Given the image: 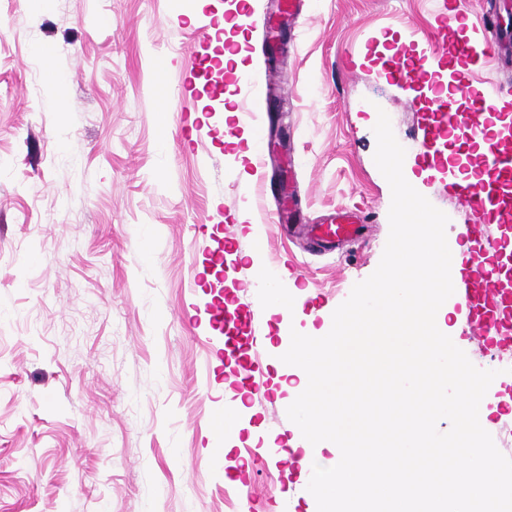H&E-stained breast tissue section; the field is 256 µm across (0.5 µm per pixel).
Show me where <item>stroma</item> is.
Instances as JSON below:
<instances>
[{
	"label": "stroma",
	"instance_id": "obj_1",
	"mask_svg": "<svg viewBox=\"0 0 512 512\" xmlns=\"http://www.w3.org/2000/svg\"><path fill=\"white\" fill-rule=\"evenodd\" d=\"M234 5L181 0L175 16L169 0H0V512H313L287 457L295 395L279 385L289 346L280 326H331L380 263L391 189L374 162L379 112L406 150V180L448 215L449 243L468 241L447 185L418 179L417 110L371 63L436 17L454 20L451 0H301L275 48L261 27L243 34L246 67H269L276 83L267 173L293 181L290 201L267 205L312 221L348 207L368 220L332 252L289 239L284 225L252 248L257 181L240 176L251 130L195 150L176 121L185 111L220 128L225 110L253 99L222 68V47L195 38ZM198 232L235 235L238 258L219 289L261 326L260 390L230 381L203 338L210 294L187 290L205 261ZM270 276L288 288L289 315L257 296ZM446 323L477 368L497 373L500 403L483 427L512 458V347L469 335L461 307ZM239 391L246 421L228 432L220 462L216 422L236 412ZM272 437L281 451L238 468L240 449Z\"/></svg>",
	"mask_w": 512,
	"mask_h": 512
}]
</instances>
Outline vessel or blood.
Returning <instances> with one entry per match:
<instances>
[{
	"label": "vessel or blood",
	"instance_id": "b4317fda",
	"mask_svg": "<svg viewBox=\"0 0 512 512\" xmlns=\"http://www.w3.org/2000/svg\"><path fill=\"white\" fill-rule=\"evenodd\" d=\"M498 49L487 26L460 24L453 35L432 30L410 35L397 49L398 59L383 70L386 81L403 94L424 96L429 109L421 113L416 160L427 180L447 176L449 141L469 143L482 135L485 150L478 157L479 179L458 180L451 188L471 216L472 245L451 278L461 295L474 335L493 340L512 334V266L502 257L507 241L485 233L486 224L512 227V139L493 128V119L512 112V84H503L491 96H472L469 105L458 107L445 94L448 80L467 86L470 71ZM268 107L264 99L242 113L238 126L220 130L196 125L195 138L203 141L224 135L237 137L239 126L262 129ZM359 217L337 216L330 224H301L297 232L314 243L331 245L354 237Z\"/></svg>",
	"mask_w": 512,
	"mask_h": 512
}]
</instances>
